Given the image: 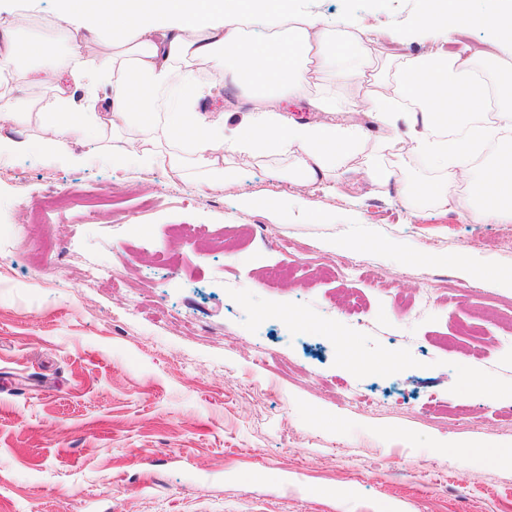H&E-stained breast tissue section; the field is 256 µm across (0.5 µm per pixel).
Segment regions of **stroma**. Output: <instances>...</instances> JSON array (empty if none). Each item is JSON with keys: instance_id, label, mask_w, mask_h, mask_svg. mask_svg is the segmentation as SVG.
Wrapping results in <instances>:
<instances>
[{"instance_id": "1", "label": "stroma", "mask_w": 512, "mask_h": 512, "mask_svg": "<svg viewBox=\"0 0 512 512\" xmlns=\"http://www.w3.org/2000/svg\"><path fill=\"white\" fill-rule=\"evenodd\" d=\"M334 26H414L424 0H291ZM55 0H0V24ZM346 167L296 190L284 158L238 159L231 190L200 174L0 151V512H512V288L452 256L512 269V223L413 200L463 187L417 165L405 127L363 112ZM404 147L384 185L373 147ZM80 184L32 223V199ZM274 196L272 211L246 210ZM93 261L109 271L87 282ZM433 301L421 307L420 297ZM300 321L280 314V307ZM477 323L480 339L459 335ZM396 360L393 371L370 361ZM364 404L342 399L344 387ZM455 264L462 268L473 282H492L498 286L512 288V271L490 269L475 264L467 256L461 255L455 259Z\"/></svg>"}]
</instances>
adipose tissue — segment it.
I'll list each match as a JSON object with an SVG mask.
<instances>
[{
  "instance_id": "obj_1",
  "label": "adipose tissue",
  "mask_w": 512,
  "mask_h": 512,
  "mask_svg": "<svg viewBox=\"0 0 512 512\" xmlns=\"http://www.w3.org/2000/svg\"><path fill=\"white\" fill-rule=\"evenodd\" d=\"M474 2L441 0L418 25L455 32L468 22L484 31L489 53L465 57L436 47L409 58L384 55L379 38L331 28L289 10L286 0H57L59 20L132 45L89 67L79 41L59 60L49 43L0 28V122L38 121L39 144L60 154L108 129L124 141L125 165L191 166L228 190L240 176L231 157L292 156L288 179L306 187L361 151L366 133L353 114L370 112L381 123L400 115L416 129L413 152L461 172L474 202L470 218L512 221V148L473 167L486 142L512 131V18L477 12ZM203 69L243 87L245 110H201ZM18 74L53 86L54 95L18 103L10 86ZM71 82L103 92L102 112L76 109L65 93ZM292 101L344 118L299 123L283 108ZM491 105L494 125L469 126Z\"/></svg>"
}]
</instances>
